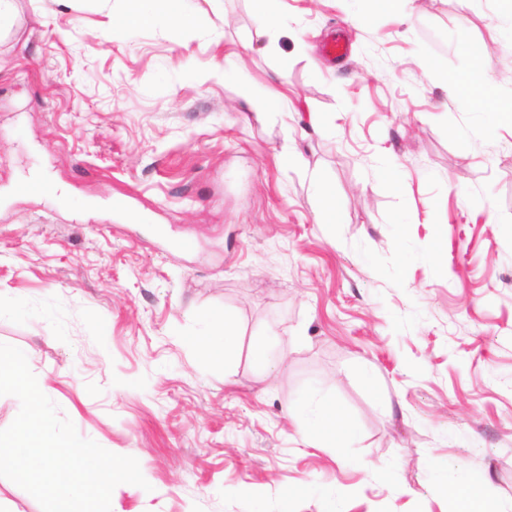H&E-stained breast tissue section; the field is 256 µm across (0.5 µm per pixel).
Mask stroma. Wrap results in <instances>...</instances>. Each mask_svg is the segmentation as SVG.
Wrapping results in <instances>:
<instances>
[{
  "instance_id": "35a3bbf8",
  "label": "stroma",
  "mask_w": 512,
  "mask_h": 512,
  "mask_svg": "<svg viewBox=\"0 0 512 512\" xmlns=\"http://www.w3.org/2000/svg\"><path fill=\"white\" fill-rule=\"evenodd\" d=\"M191 5L194 27L130 28L118 0H16L0 343L138 460L147 488L111 512H448L447 463L511 503L512 124L458 82L487 61L512 106V0H279L274 52L252 0ZM338 32L349 54L324 57ZM41 171L68 203L19 191ZM212 316L238 353L205 366ZM311 383L352 420L344 454L297 431ZM251 356L253 362L263 372H269L275 365V356L268 343L263 337H257L251 343Z\"/></svg>"
}]
</instances>
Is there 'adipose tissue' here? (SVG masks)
Returning a JSON list of instances; mask_svg holds the SVG:
<instances>
[{"label":"adipose tissue","mask_w":512,"mask_h":512,"mask_svg":"<svg viewBox=\"0 0 512 512\" xmlns=\"http://www.w3.org/2000/svg\"><path fill=\"white\" fill-rule=\"evenodd\" d=\"M122 21L131 24H171L183 28L192 27V14L175 9V0H121ZM239 334L232 319L212 323L210 332L196 337L194 345L203 360L217 353L232 358ZM298 431L313 438L325 448L350 447L355 433L347 415L335 402L328 400L318 387L304 390L295 413ZM435 482L452 498V512H511L507 507L495 504L490 498L485 481L480 477L462 479L454 465L438 468Z\"/></svg>","instance_id":"obj_1"}]
</instances>
